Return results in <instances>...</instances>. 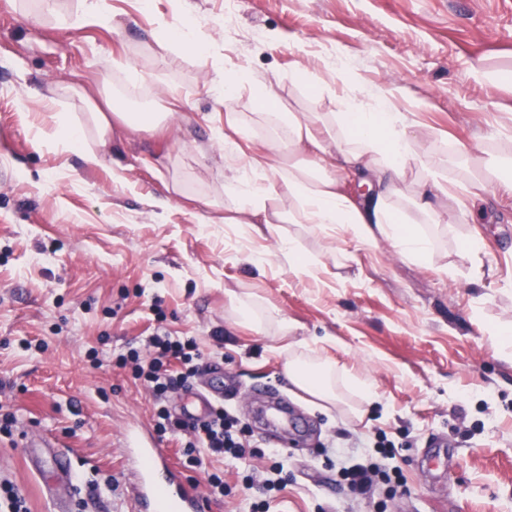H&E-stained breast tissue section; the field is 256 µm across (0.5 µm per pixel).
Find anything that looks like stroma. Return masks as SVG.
<instances>
[{"mask_svg":"<svg viewBox=\"0 0 512 512\" xmlns=\"http://www.w3.org/2000/svg\"><path fill=\"white\" fill-rule=\"evenodd\" d=\"M110 25L52 24L39 0H0V385L20 419L0 439V478L23 492L29 512H56L28 460L32 437L48 440L41 457L67 453L78 493L66 512H131V460L116 433L151 424L152 405L113 364L126 343L145 344L157 329L195 337L200 367L220 365L225 382L248 392L227 407L254 427L253 396L286 400L310 425L305 441L268 442L288 483L267 512H377L354 498L340 471L376 456L382 432L395 444L383 467L405 483L387 512H512V353L488 329L512 321V190L493 183L470 223L439 232L426 263L390 242L357 245L350 230L327 236L282 224L257 237L247 224H200L203 198L231 206L224 193V104L218 74H252L277 84L286 107L334 112L342 99L392 90L450 179L463 172L449 146L499 165L512 158V0H239L232 23L224 0H107ZM201 26L202 51L157 61L155 33L185 11ZM343 54L340 73L324 59ZM110 81L127 112L171 111L166 136L119 127L111 156L83 166L58 145L55 127L83 125L75 94L100 97ZM184 101L170 105V90ZM43 145L34 148L32 137ZM124 183H115L113 172ZM178 181L166 210L151 198ZM479 235L492 270L471 283L458 254ZM317 259L318 277L291 269L287 236ZM254 291L295 329L288 337L240 327L226 291ZM319 350L367 381L377 399L363 421L324 411L293 390L283 366L289 347ZM97 350L91 362L88 350ZM448 443L435 464L433 441ZM270 477L268 460L225 464L231 496L205 512H251L253 492L240 476ZM115 477L116 493L92 485Z\"/></svg>","mask_w":512,"mask_h":512,"instance_id":"stroma-1","label":"stroma"}]
</instances>
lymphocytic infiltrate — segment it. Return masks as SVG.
I'll list each match as a JSON object with an SVG mask.
<instances>
[{
	"mask_svg": "<svg viewBox=\"0 0 512 512\" xmlns=\"http://www.w3.org/2000/svg\"><path fill=\"white\" fill-rule=\"evenodd\" d=\"M202 352L195 338L167 333L148 338L144 348L128 347L114 364L130 370L141 381L153 403L154 431L159 437L176 436L183 444V465L189 470H203L205 459L232 461L251 454L275 460L276 451L263 449L252 439L250 428L229 407L217 406L212 417L201 424L186 423L168 408L169 394L187 386L197 373ZM179 359L182 369L170 373L171 359ZM341 477L353 496L374 498L379 485L398 482L395 472L382 470L378 464H355L342 468Z\"/></svg>",
	"mask_w": 512,
	"mask_h": 512,
	"instance_id": "lymphocytic-infiltrate-1",
	"label": "lymphocytic infiltrate"
}]
</instances>
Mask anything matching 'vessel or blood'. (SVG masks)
Here are the masks:
<instances>
[{"label": "vessel or blood", "instance_id": "vessel-or-blood-1", "mask_svg": "<svg viewBox=\"0 0 512 512\" xmlns=\"http://www.w3.org/2000/svg\"><path fill=\"white\" fill-rule=\"evenodd\" d=\"M224 397V378L214 374L205 391L190 390L181 413L192 420L207 419L216 401ZM121 446L137 463L132 473V495L135 512H201L203 505L195 484L188 482L170 464L158 448L147 427L125 426ZM43 485L48 495L72 486L71 462L66 455H55L49 478Z\"/></svg>", "mask_w": 512, "mask_h": 512}]
</instances>
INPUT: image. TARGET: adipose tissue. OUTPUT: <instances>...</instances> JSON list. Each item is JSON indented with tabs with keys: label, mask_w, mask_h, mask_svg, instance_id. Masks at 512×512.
<instances>
[{
	"label": "adipose tissue",
	"mask_w": 512,
	"mask_h": 512,
	"mask_svg": "<svg viewBox=\"0 0 512 512\" xmlns=\"http://www.w3.org/2000/svg\"><path fill=\"white\" fill-rule=\"evenodd\" d=\"M224 101V126L231 138L224 141L226 157L243 158L257 172L254 180L232 172L224 192L233 199L234 211L248 223L274 230L279 224H307L329 232L350 228L365 247L390 241L404 256L420 262L435 249L428 225L445 223L448 217L465 219L454 209L448 177L435 162L420 131L393 108L389 95L369 92L368 102H344L336 112H295L279 109L275 84L265 78L219 76L216 81ZM253 100L273 104L261 113L273 135H249L247 113L237 111L242 90ZM81 100L89 108L95 132L94 144L80 150L84 166L97 167L112 152V126L133 125L127 112H104L88 94ZM364 179L368 192L362 200L345 193V184ZM230 305L238 323L257 334L276 326L281 335L293 328L269 302L247 301L230 293ZM284 371L289 382L311 398L312 404L330 408L342 404V390L371 400L370 385L355 381L346 369L328 359L290 352Z\"/></svg>",
	"instance_id": "adipose-tissue-1"
}]
</instances>
